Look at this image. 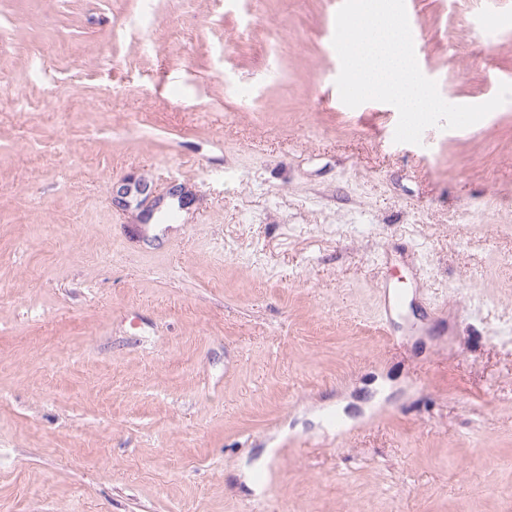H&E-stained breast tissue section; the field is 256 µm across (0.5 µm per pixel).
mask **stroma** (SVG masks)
Listing matches in <instances>:
<instances>
[{
    "label": "stroma",
    "mask_w": 512,
    "mask_h": 512,
    "mask_svg": "<svg viewBox=\"0 0 512 512\" xmlns=\"http://www.w3.org/2000/svg\"><path fill=\"white\" fill-rule=\"evenodd\" d=\"M341 4L0 0V512H512V99L395 142ZM405 7L512 83V0Z\"/></svg>",
    "instance_id": "1"
}]
</instances>
